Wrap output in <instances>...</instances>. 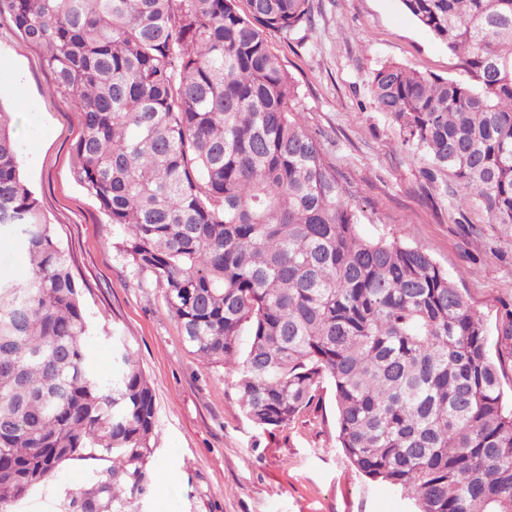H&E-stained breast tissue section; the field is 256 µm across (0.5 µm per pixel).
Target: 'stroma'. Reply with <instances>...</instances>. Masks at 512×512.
I'll use <instances>...</instances> for the list:
<instances>
[{
    "mask_svg": "<svg viewBox=\"0 0 512 512\" xmlns=\"http://www.w3.org/2000/svg\"><path fill=\"white\" fill-rule=\"evenodd\" d=\"M311 21L272 34L273 52L297 85L293 107L317 135L346 186L363 237L395 236L426 251L480 316L501 334L512 302V227L493 224L480 199L459 202L445 170L401 143L375 105L376 69L393 62L476 86L464 57L420 27L400 0H310ZM0 105L14 111L22 174L39 198L83 288L94 325V371H113L112 337H124L157 407L154 492L137 512H410L391 488L355 474L337 445L331 393L295 424L271 432L242 414L234 372L202 360L183 341L163 292L132 265L122 239L74 180L71 148L83 115L56 92L41 49L0 17ZM91 465H63L9 512H64Z\"/></svg>",
    "mask_w": 512,
    "mask_h": 512,
    "instance_id": "stroma-1",
    "label": "stroma"
}]
</instances>
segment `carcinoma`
Masks as SVG:
<instances>
[{"label": "carcinoma", "instance_id": "cac0c4a2", "mask_svg": "<svg viewBox=\"0 0 512 512\" xmlns=\"http://www.w3.org/2000/svg\"><path fill=\"white\" fill-rule=\"evenodd\" d=\"M478 86L397 63L371 94L419 150L512 225V0H401ZM83 112L74 180L162 287L184 342L237 377L246 418L296 423L329 386L354 470L412 512H512V408L483 322L448 273L366 240L292 102L269 36L310 0H0ZM0 107V226L28 276L0 275V512L93 461L65 512H131L152 492L155 395L123 342L92 368L82 287L22 175ZM511 347L512 307L502 314Z\"/></svg>", "mask_w": 512, "mask_h": 512}]
</instances>
